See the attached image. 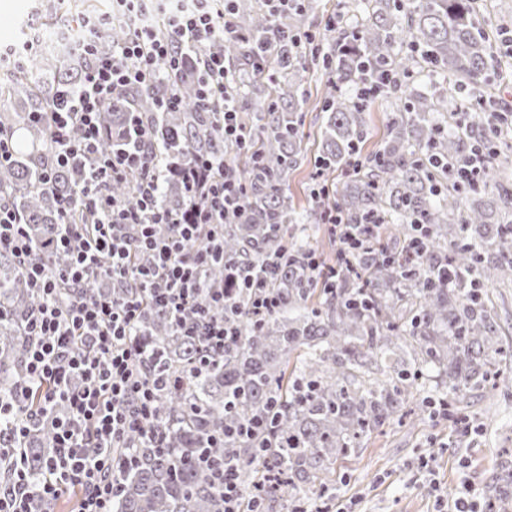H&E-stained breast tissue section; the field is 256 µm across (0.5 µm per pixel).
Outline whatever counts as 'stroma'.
<instances>
[{
	"instance_id": "obj_1",
	"label": "stroma",
	"mask_w": 512,
	"mask_h": 512,
	"mask_svg": "<svg viewBox=\"0 0 512 512\" xmlns=\"http://www.w3.org/2000/svg\"><path fill=\"white\" fill-rule=\"evenodd\" d=\"M481 28L494 57L484 98L498 104L512 97V0H474ZM53 0H0V46L23 43L28 32L20 19L33 14L40 23L54 18ZM323 112L307 108L304 117L305 157L288 176L287 193L297 210L308 208L307 186L320 150ZM471 412L489 414L493 421L468 439H460L452 422L425 420L414 430H389L373 436L361 453L337 465L336 495L353 512H437L429 487H455L468 477L478 493H486L490 475L500 470L503 449L512 448V399L500 391L475 392ZM429 458L431 470L420 467Z\"/></svg>"
}]
</instances>
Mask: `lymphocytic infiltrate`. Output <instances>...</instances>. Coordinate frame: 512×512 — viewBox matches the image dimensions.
I'll return each instance as SVG.
<instances>
[{"mask_svg": "<svg viewBox=\"0 0 512 512\" xmlns=\"http://www.w3.org/2000/svg\"><path fill=\"white\" fill-rule=\"evenodd\" d=\"M237 0H110L77 20L37 31L22 49L0 53V63L17 71L31 57L56 44L63 54L83 57L88 67L81 83L47 111L33 113L47 125L51 153L41 174L42 187L53 183L57 169L75 157L86 159L90 180L61 205L60 231L54 250L68 262L52 268L36 257L27 225L9 201H0V250L17 261L27 285L41 298L24 321L28 339L26 380L12 401L0 400V417L27 399L33 386H46L44 410L51 420L55 450L33 477L18 442L30 433L32 419L14 423L0 440V460L12 462L8 481L0 483V512H52L51 505L71 490L82 493L79 512H112L120 485L117 466L138 460L131 441L166 451L156 405L166 382L135 339L148 311L180 321L193 312L185 335L195 337L198 356L192 373H201L236 339L232 323L237 305L227 288L205 285L204 270L224 257L226 216L245 199V180L224 154L200 155L184 163L155 159L149 152L156 133L140 115L131 126L135 145L107 151L100 114L116 91L148 89L166 79L192 81L198 104L213 112L225 143L239 156L257 159L259 143L242 126L232 106L233 74L218 43L239 41ZM125 31L107 42L113 28ZM512 127V101L505 99L479 133L468 163L457 171L459 183L479 185L490 160L488 142ZM180 179L186 200L168 206L163 187ZM133 181L131 201L112 197L109 187ZM168 227L159 235L158 227ZM108 281L97 295L83 294L90 275ZM126 449L117 457L116 449ZM224 504V512H263L261 505L277 482L267 474L251 491L238 482L233 459L223 464L202 460Z\"/></svg>", "mask_w": 512, "mask_h": 512, "instance_id": "obj_1", "label": "lymphocytic infiltrate"}]
</instances>
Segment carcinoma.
<instances>
[{"label":"carcinoma","instance_id":"obj_1","mask_svg":"<svg viewBox=\"0 0 512 512\" xmlns=\"http://www.w3.org/2000/svg\"><path fill=\"white\" fill-rule=\"evenodd\" d=\"M361 18L340 17L338 36L323 50L306 40L309 5L299 2L272 20L251 0H240L241 32L273 42L277 79L264 103L252 108L250 43L227 42L224 55L239 77L234 91L240 119L259 131L260 155L245 162L247 196L241 216L224 228L228 264L275 268L270 286L279 306L262 322L248 314L249 290L234 292L240 314L238 340L202 374H191L196 339L185 336L159 311L148 313L138 342L156 369L182 379L183 386L161 393L157 415L170 453L139 448L138 466L119 471L120 494L112 512H221L220 497L194 465L200 454L239 463L238 477L249 490L267 469L281 470L287 482L267 498L265 512H295L300 494L326 503L336 490V464L352 458L386 428L414 426L446 403L448 415L469 420L474 391L490 385L512 395V344L496 336L488 288L512 282V182L508 164L494 157L505 174L484 189L461 188L448 165L468 158L462 136L444 132L437 112H458L453 94L416 92L415 75L425 68L450 72L455 90H475L487 78L493 56L476 23L473 0H356ZM322 65L331 80L321 90L322 151L316 172L327 194L310 195L312 208L296 211L285 192L288 172L302 159L304 112L310 99L304 73ZM87 66L67 57L51 68L34 64L11 79V95L22 112H1L0 130L27 132L29 146L0 165V191L23 214L37 243V256L51 266L62 253L43 247L58 230L64 199L90 177L89 163L76 159L58 169L52 188L38 186L45 132L29 113L41 112L65 87L74 88ZM391 71L395 86L380 96L395 103L386 137L366 165L336 181L361 149L367 105L354 89ZM177 94L176 112L158 111L160 96ZM141 113L170 140L167 154L185 159L231 148L217 134L212 114L196 102L187 84L158 83L125 91L108 103L101 122L111 135L107 150L124 147L120 133L128 114ZM183 185L171 179L165 200H185ZM335 206L348 224L382 220L377 247L361 250L349 265L330 264L336 287L324 288L307 255L318 248L325 208ZM427 228L420 254L406 249ZM41 302L10 254L0 252V398L25 380L26 337L21 323ZM431 371L443 379L437 396L416 381ZM255 415L269 421L256 438H228L211 448L208 437ZM32 475L53 451L51 426L34 425L22 448ZM486 502L496 512L512 509V472L492 482Z\"/></svg>","mask_w":512,"mask_h":512}]
</instances>
